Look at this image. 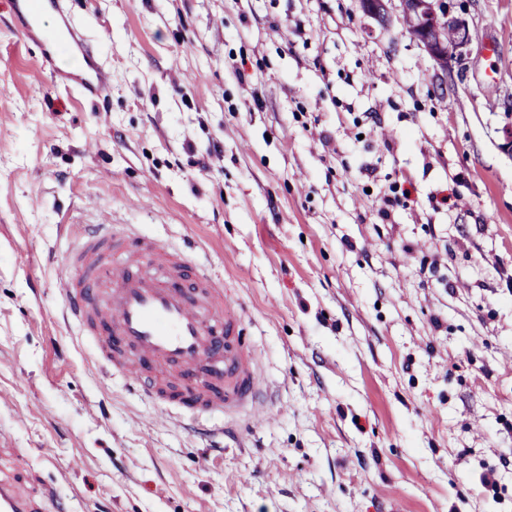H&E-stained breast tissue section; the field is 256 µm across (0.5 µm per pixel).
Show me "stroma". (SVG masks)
<instances>
[{"label": "stroma", "mask_w": 512, "mask_h": 512, "mask_svg": "<svg viewBox=\"0 0 512 512\" xmlns=\"http://www.w3.org/2000/svg\"><path fill=\"white\" fill-rule=\"evenodd\" d=\"M447 2L473 40L444 70L396 0L385 26L359 0H69L111 33L88 101L0 0L1 479L42 512H512V0ZM104 220L224 282L259 412L104 373L57 284Z\"/></svg>", "instance_id": "stroma-1"}]
</instances>
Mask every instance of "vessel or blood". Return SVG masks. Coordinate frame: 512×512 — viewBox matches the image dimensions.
Instances as JSON below:
<instances>
[{"instance_id":"vessel-or-blood-1","label":"vessel or blood","mask_w":512,"mask_h":512,"mask_svg":"<svg viewBox=\"0 0 512 512\" xmlns=\"http://www.w3.org/2000/svg\"><path fill=\"white\" fill-rule=\"evenodd\" d=\"M55 13L46 30L43 17ZM14 27L48 49L80 53L77 71H52L55 86L95 98L111 76L101 58L110 38H87L67 0H13ZM64 314L91 339L104 370H129L132 388L183 412L233 414L254 408L261 363L241 339V315L223 287L183 252L131 227L88 229L58 270ZM0 512H38L14 485L0 482Z\"/></svg>"}]
</instances>
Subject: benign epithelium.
I'll return each mask as SVG.
<instances>
[{
  "label": "benign epithelium",
  "instance_id": "benign-epithelium-1",
  "mask_svg": "<svg viewBox=\"0 0 512 512\" xmlns=\"http://www.w3.org/2000/svg\"><path fill=\"white\" fill-rule=\"evenodd\" d=\"M399 10L412 19L410 36L434 64L446 69L464 60L472 39L469 25L452 15L444 0H400Z\"/></svg>",
  "mask_w": 512,
  "mask_h": 512
}]
</instances>
